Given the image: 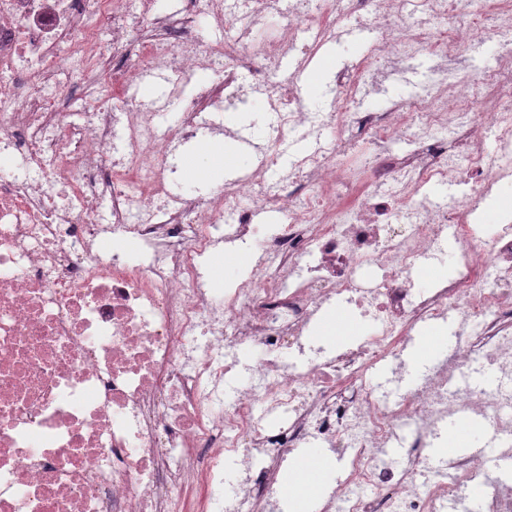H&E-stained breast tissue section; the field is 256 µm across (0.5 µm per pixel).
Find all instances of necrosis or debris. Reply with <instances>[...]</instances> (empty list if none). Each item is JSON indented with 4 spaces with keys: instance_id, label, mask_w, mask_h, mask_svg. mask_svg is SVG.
<instances>
[{
    "instance_id": "obj_1",
    "label": "necrosis or debris",
    "mask_w": 512,
    "mask_h": 512,
    "mask_svg": "<svg viewBox=\"0 0 512 512\" xmlns=\"http://www.w3.org/2000/svg\"><path fill=\"white\" fill-rule=\"evenodd\" d=\"M354 19L376 53L310 113L278 62L309 63ZM203 22L222 38L201 43ZM476 41L495 66L365 110L376 55L463 57ZM146 71L196 76L185 112L163 124L128 99ZM247 92L276 121L246 175L207 198L172 189L169 143ZM488 133L498 152L481 148ZM297 141L307 149L288 155ZM447 183L455 202L434 205ZM511 184L512 0H184L176 15L155 0H0V512H274L284 462L310 441L351 452L317 512H446L475 485L485 512H512L478 458L436 478L426 455L435 423L474 413L512 459V212L479 222ZM259 206L284 223H254ZM106 236L118 246L102 255ZM448 236L453 274L420 287ZM223 244L250 273L218 293L201 266ZM334 298L368 335L295 369ZM452 314L453 356L426 388L393 399L372 384L419 325ZM240 349L257 360L228 399ZM395 438L403 453L379 459Z\"/></svg>"
}]
</instances>
